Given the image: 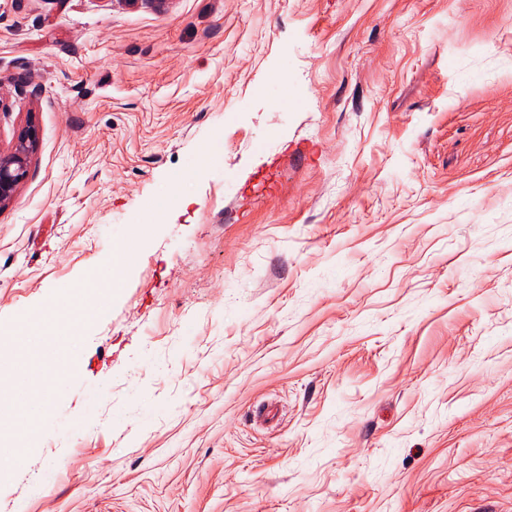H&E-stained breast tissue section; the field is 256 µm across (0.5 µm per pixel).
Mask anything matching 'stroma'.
<instances>
[{
    "mask_svg": "<svg viewBox=\"0 0 512 512\" xmlns=\"http://www.w3.org/2000/svg\"><path fill=\"white\" fill-rule=\"evenodd\" d=\"M0 97V512H512V0H0ZM37 148V132L27 127L10 149H0V208L8 205L27 178L32 156ZM110 282L91 278L76 288L67 289L50 298L45 309L35 318L24 319L22 324L33 333H50L55 326L73 329L79 320L91 309V297L104 299L111 289ZM55 370L56 376L52 381L37 373H19V376L26 377V397H23L21 410L17 408L15 393L0 384V433L7 430L12 441L10 447L0 448V454L2 450L12 457L21 458L30 449L31 433L40 430L45 420L47 397L59 392L71 376L65 355H57Z\"/></svg>",
    "mask_w": 512,
    "mask_h": 512,
    "instance_id": "1",
    "label": "stroma"
}]
</instances>
